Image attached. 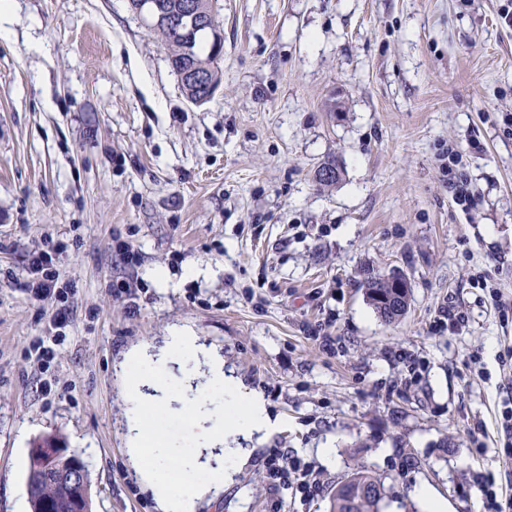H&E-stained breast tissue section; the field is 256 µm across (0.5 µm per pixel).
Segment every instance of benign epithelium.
Segmentation results:
<instances>
[{"label": "benign epithelium", "mask_w": 512, "mask_h": 512, "mask_svg": "<svg viewBox=\"0 0 512 512\" xmlns=\"http://www.w3.org/2000/svg\"><path fill=\"white\" fill-rule=\"evenodd\" d=\"M166 6L158 0H147L142 13L153 25L164 18L169 22L178 23L185 32L193 34L201 29H207L213 36L214 52H223V34L217 23L215 12L200 13L195 0H183L182 3L171 9V13L164 12ZM31 456L36 464V471L45 484H63L69 488L67 507L71 512H90V500L86 483L81 469L67 449L52 438L46 437L37 442L31 449Z\"/></svg>", "instance_id": "benign-epithelium-1"}]
</instances>
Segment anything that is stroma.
<instances>
[{"mask_svg": "<svg viewBox=\"0 0 512 512\" xmlns=\"http://www.w3.org/2000/svg\"><path fill=\"white\" fill-rule=\"evenodd\" d=\"M220 84L190 102L169 50L129 0H11L0 31V512L27 495L15 458L54 436L87 461L93 512H155L127 445L122 363L189 329L282 419L196 512H332L366 466L384 512H483L512 495L500 413L512 404V0H216ZM483 149L470 151L469 136ZM475 197L462 211L448 151ZM335 158L337 184L318 164ZM141 256L137 314L111 290ZM54 264L74 319L48 373L26 359L50 301L23 290L29 252ZM164 268L168 287L150 273ZM403 272L384 323L364 269ZM465 319L436 330L441 309ZM325 327L326 352L312 335ZM52 393H44V377ZM485 452H478V444ZM335 449L333 463L319 454ZM310 461L313 500L264 479L269 449ZM495 481H483L482 492L485 498L487 512H510L512 511V498L500 497L494 489Z\"/></svg>", "mask_w": 512, "mask_h": 512, "instance_id": "1", "label": "stroma"}]
</instances>
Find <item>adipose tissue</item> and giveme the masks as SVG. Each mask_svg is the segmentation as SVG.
I'll return each mask as SVG.
<instances>
[{"label": "adipose tissue", "instance_id": "ef3b65f1", "mask_svg": "<svg viewBox=\"0 0 512 512\" xmlns=\"http://www.w3.org/2000/svg\"><path fill=\"white\" fill-rule=\"evenodd\" d=\"M125 374L128 451L139 462L140 480L152 489L160 512H195L206 492L222 487L243 451L228 447L229 438L265 436L280 427L261 394H242L236 380L224 371V358L199 344L196 337L176 330L156 354L130 351ZM205 365V376L195 368ZM173 413L188 422L194 451L185 455L160 442L144 427L148 415ZM165 460L174 472L190 468L201 480L174 493L154 468Z\"/></svg>", "mask_w": 512, "mask_h": 512}]
</instances>
